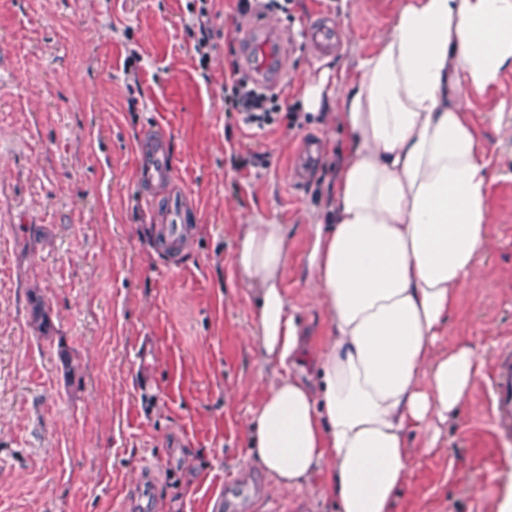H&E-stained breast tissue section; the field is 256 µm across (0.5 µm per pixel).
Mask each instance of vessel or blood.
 <instances>
[{
  "label": "vessel or blood",
  "mask_w": 512,
  "mask_h": 512,
  "mask_svg": "<svg viewBox=\"0 0 512 512\" xmlns=\"http://www.w3.org/2000/svg\"><path fill=\"white\" fill-rule=\"evenodd\" d=\"M336 32L318 26L309 27L305 42L315 56L329 53ZM253 44L257 48L254 66L258 74L268 75L276 71L279 51L270 37L266 23L254 28ZM136 181L146 188H159L172 183L175 168L166 134L147 137L136 146ZM162 216L165 223L162 236L164 253H176L188 233V211L180 195L169 193L162 201ZM489 418L491 434L496 446L512 445V344L501 345L489 364Z\"/></svg>",
  "instance_id": "vessel-or-blood-1"
}]
</instances>
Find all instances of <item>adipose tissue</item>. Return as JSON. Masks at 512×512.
<instances>
[{"mask_svg":"<svg viewBox=\"0 0 512 512\" xmlns=\"http://www.w3.org/2000/svg\"><path fill=\"white\" fill-rule=\"evenodd\" d=\"M509 70L512 0H404L343 84L346 159L328 214L309 227L308 268L330 329L314 355L284 292L285 226L242 225L234 261L257 290L259 351L277 375L251 428L281 486L320 473L339 512H392L412 471L410 436L435 451L468 402L476 350L438 344L487 247L492 175L459 96Z\"/></svg>","mask_w":512,"mask_h":512,"instance_id":"1","label":"adipose tissue"}]
</instances>
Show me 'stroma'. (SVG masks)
Returning a JSON list of instances; mask_svg holds the SVG:
<instances>
[{"label":"stroma","instance_id":"stroma-1","mask_svg":"<svg viewBox=\"0 0 512 512\" xmlns=\"http://www.w3.org/2000/svg\"><path fill=\"white\" fill-rule=\"evenodd\" d=\"M215 50L196 51L200 4ZM403 0H295L290 13L240 14L236 0H0V512H121L150 471L149 512H336L320 478L277 487L251 453L250 415L272 373L258 352L254 294L238 277L240 225L284 224L285 273L309 346L328 334L306 263L308 226L331 196L346 147L335 111L300 113L261 132L224 110V74L258 19L280 36L285 104L305 77L329 89L392 28ZM344 30L317 60L302 32ZM492 169L489 246L481 286L462 290L439 348L467 343L489 362L512 336V71L483 94L464 91ZM170 138L174 187L192 207L179 265L156 248L161 210L134 180L147 131ZM320 142L313 171L293 185L302 142ZM249 158L235 169L233 156ZM40 297L52 324L30 314ZM154 384L138 381L141 341ZM72 372H65L61 354ZM488 375L413 470L392 512H499L512 491V449H497Z\"/></svg>","mask_w":512,"mask_h":512}]
</instances>
